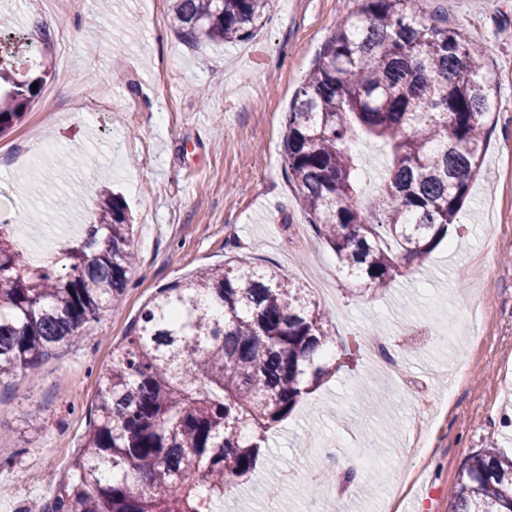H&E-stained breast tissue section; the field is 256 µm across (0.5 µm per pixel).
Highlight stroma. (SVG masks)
I'll return each mask as SVG.
<instances>
[{"instance_id":"1","label":"stroma","mask_w":512,"mask_h":512,"mask_svg":"<svg viewBox=\"0 0 512 512\" xmlns=\"http://www.w3.org/2000/svg\"><path fill=\"white\" fill-rule=\"evenodd\" d=\"M358 0H275L246 41L190 47L169 0H80L56 12L9 0L0 17L66 38L49 53L41 98L0 136V224L35 263L93 223L96 199L122 195L136 264L123 302L68 344L0 383V512H44L94 411L99 373L163 285L235 260L278 266L327 315L340 370L268 437L275 462L215 512H324L323 472L353 470L346 512H448L463 461L489 437L512 452V0H409L461 28L497 85L481 174L442 241L378 293H361L317 236L288 180L283 117L325 41ZM41 129L57 151L40 155ZM386 342L403 374L381 375ZM447 394L429 446L404 444L415 397ZM279 484L284 496L261 493Z\"/></svg>"}]
</instances>
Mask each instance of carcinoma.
Masks as SVG:
<instances>
[{"mask_svg": "<svg viewBox=\"0 0 512 512\" xmlns=\"http://www.w3.org/2000/svg\"><path fill=\"white\" fill-rule=\"evenodd\" d=\"M406 0H361L322 46L286 113L288 179L338 262L376 293L399 260L426 257L458 223L480 174L496 87L461 29ZM273 0H170L190 46L242 40ZM27 33L0 22V134L37 102L50 76L17 81L7 63ZM38 89L31 90L33 83ZM360 139L387 148L378 190L362 189ZM96 230L56 263L32 265L0 224V382L35 366L122 300L133 224L122 197L100 192ZM326 314L274 269L226 263L161 287L113 348L72 473L45 512H214L224 490L270 454L267 433L335 375ZM448 512H512V454L480 448L461 466Z\"/></svg>", "mask_w": 512, "mask_h": 512, "instance_id": "cac0c4a2", "label": "carcinoma"}]
</instances>
